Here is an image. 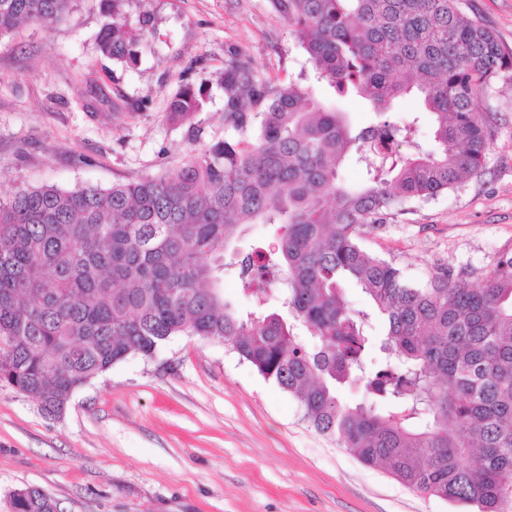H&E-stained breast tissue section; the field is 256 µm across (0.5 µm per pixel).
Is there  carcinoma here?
<instances>
[{
    "label": "carcinoma",
    "mask_w": 512,
    "mask_h": 512,
    "mask_svg": "<svg viewBox=\"0 0 512 512\" xmlns=\"http://www.w3.org/2000/svg\"><path fill=\"white\" fill-rule=\"evenodd\" d=\"M110 2L98 51L135 66L152 17L133 20L124 0ZM269 2L317 82L381 114L419 97L439 150L401 155L393 146L419 117L355 127L311 88L274 84L228 47L224 140L159 177L0 197V386L49 416L172 336L222 340L364 464L474 512H512V251L480 278L441 266L414 286L360 246L393 204L482 170L490 124L480 101L512 74V52L467 0ZM73 5L0 0V37L57 22ZM206 101L185 83L167 119L181 123ZM353 154L365 166L358 186L342 179ZM252 224L277 225V243L242 254L234 242ZM226 271L257 310L224 298ZM345 282L362 287L371 311L348 306ZM372 315L384 335L366 334ZM354 386L367 400L351 405L341 392ZM12 508L57 503L31 488L14 491Z\"/></svg>",
    "instance_id": "cac0c4a2"
}]
</instances>
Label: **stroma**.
I'll use <instances>...</instances> for the list:
<instances>
[{"label":"stroma","mask_w":512,"mask_h":512,"mask_svg":"<svg viewBox=\"0 0 512 512\" xmlns=\"http://www.w3.org/2000/svg\"><path fill=\"white\" fill-rule=\"evenodd\" d=\"M512 51V0H468ZM103 0L0 38V197L17 187H109L159 176L224 137L220 75L235 45L271 77L310 76L268 0H128L152 15L136 66L102 56ZM206 108L166 118L180 84ZM480 109L485 168L436 197L387 211L361 245L409 283L440 265L485 274L512 250V77ZM37 487L61 512H459L406 488L318 433L298 401L220 340L173 336L72 395L62 417L0 386V512Z\"/></svg>","instance_id":"stroma-1"}]
</instances>
